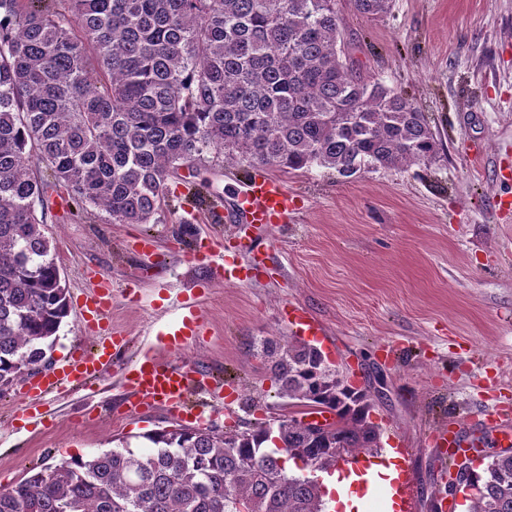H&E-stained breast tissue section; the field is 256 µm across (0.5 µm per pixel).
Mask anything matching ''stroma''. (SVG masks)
<instances>
[{"label":"stroma","mask_w":512,"mask_h":512,"mask_svg":"<svg viewBox=\"0 0 512 512\" xmlns=\"http://www.w3.org/2000/svg\"><path fill=\"white\" fill-rule=\"evenodd\" d=\"M336 8L356 67L427 112L445 154L350 178L317 165L270 169L298 197L281 227L237 228V193L256 170L224 157L177 185L156 224H113L100 210L74 223L51 206L47 231L68 290L85 287L86 269L107 277V326L129 343L90 388L46 399L40 417L22 415L21 384L0 392V488L176 424L161 409L124 413L118 400L135 356L181 323L189 297L204 334L176 362L204 366L238 393L207 424L244 430L279 413V387L254 345L296 340L288 310L300 305L325 329L328 366L368 389L381 438L402 441L415 512H431L446 487L426 428L512 406V0H393L376 20L350 0ZM210 225L224 239L204 259L192 246ZM250 237L268 241L269 259L225 283L222 255ZM462 436L485 456L504 448L495 429L464 425Z\"/></svg>","instance_id":"obj_1"}]
</instances>
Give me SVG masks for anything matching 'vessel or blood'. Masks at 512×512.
Returning <instances> with one entry per match:
<instances>
[{"label":"vessel or blood","instance_id":"1","mask_svg":"<svg viewBox=\"0 0 512 512\" xmlns=\"http://www.w3.org/2000/svg\"><path fill=\"white\" fill-rule=\"evenodd\" d=\"M297 210L296 200L284 184L267 175H257L244 183L238 195V220L243 224H285ZM112 309V293L105 279L90 284V298L80 310L83 325L104 323ZM290 321L303 334L320 341L324 338L322 325L303 307H294ZM200 333L197 322L190 321L170 334L167 342L149 349L136 360L125 375L126 390L122 399L125 412L133 413L161 406L184 421L193 423L200 416L188 409L192 397L206 400L223 398L227 384L215 380L202 368L192 363L173 364V356L184 351ZM125 336L98 337L93 351L74 349L63 355L48 371L27 378L23 384L25 394L37 401L52 393H63L68 386L77 385L102 374L113 352L126 347ZM431 442L447 449L449 458L467 455L465 441L458 432L446 425L432 428ZM412 497L403 478H395L388 493L385 512H411Z\"/></svg>","mask_w":512,"mask_h":512}]
</instances>
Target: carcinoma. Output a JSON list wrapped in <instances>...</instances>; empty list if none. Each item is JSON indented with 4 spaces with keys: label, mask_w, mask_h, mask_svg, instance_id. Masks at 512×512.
I'll use <instances>...</instances> for the list:
<instances>
[{
    "label": "carcinoma",
    "mask_w": 512,
    "mask_h": 512,
    "mask_svg": "<svg viewBox=\"0 0 512 512\" xmlns=\"http://www.w3.org/2000/svg\"><path fill=\"white\" fill-rule=\"evenodd\" d=\"M0 0V390L36 373L70 313L48 201L156 224L204 152L352 177L444 150L428 115L350 61L336 0ZM376 19L392 0H351ZM278 422L174 427L0 489V512H326L317 473L378 447L368 391L311 344L257 349ZM328 411L330 423L304 420ZM465 466L468 512H512V451ZM296 470L287 468L288 462Z\"/></svg>",
    "instance_id": "carcinoma-1"
}]
</instances>
